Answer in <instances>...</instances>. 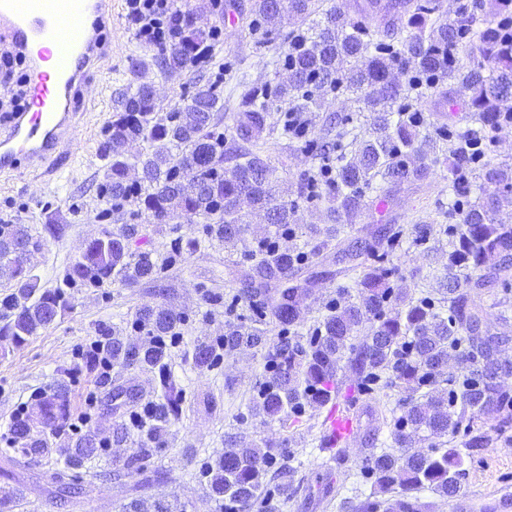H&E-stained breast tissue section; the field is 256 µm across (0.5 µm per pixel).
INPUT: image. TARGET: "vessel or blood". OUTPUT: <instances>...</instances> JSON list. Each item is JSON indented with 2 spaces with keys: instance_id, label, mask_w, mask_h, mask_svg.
<instances>
[{
  "instance_id": "vessel-or-blood-1",
  "label": "vessel or blood",
  "mask_w": 512,
  "mask_h": 512,
  "mask_svg": "<svg viewBox=\"0 0 512 512\" xmlns=\"http://www.w3.org/2000/svg\"><path fill=\"white\" fill-rule=\"evenodd\" d=\"M111 24L112 0H0V39L27 61L30 99L26 110L0 114L1 179L51 176L69 158L79 128L74 100L110 52ZM359 427L357 416L331 405L324 447H348Z\"/></svg>"
}]
</instances>
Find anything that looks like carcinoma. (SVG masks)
Returning a JSON list of instances; mask_svg holds the SVG:
<instances>
[{"label":"carcinoma","mask_w":512,"mask_h":512,"mask_svg":"<svg viewBox=\"0 0 512 512\" xmlns=\"http://www.w3.org/2000/svg\"><path fill=\"white\" fill-rule=\"evenodd\" d=\"M408 16L395 46L375 37L368 28L336 11L316 19L313 0H251L249 35L259 45L278 39L277 26H297L280 40L274 78L239 82L234 117L235 136L224 147L219 113L224 111L223 73L196 72L202 59L216 57L213 32L198 27L196 9L188 6L174 15L178 38L157 45L151 60L129 58L136 82L116 89L112 122L98 145L106 161L100 196L112 203V219H123L125 207L135 204L154 224L203 221L206 233L229 248L252 236L258 256L250 283L268 286L288 280L305 251L281 241L297 235L300 202L325 201L336 222L352 218L364 206L366 193H379L397 202L395 192L405 184L432 175L438 165L440 142L453 157L448 165V205L438 218L456 215L459 223L442 230L448 242L445 273L431 285L440 296L413 299L407 285L393 287V270L384 258L399 248L406 236L412 244H426L430 225L421 220L406 229L392 224L370 241L356 245L370 253L375 264L341 270L353 275V288L344 287L326 305L319 326L307 343L282 337L268 353V374L259 383L252 411L270 420L286 421L289 414L323 408L339 398L338 372L348 366L358 377L359 390L368 397L370 415L380 410L378 394L399 387L401 414L390 410L391 439L397 451H371L361 459L360 474L371 482V492L349 506L350 512H423L417 493L429 491L443 498L458 497L465 475L460 449L447 447L444 438L460 432L470 435L466 449L489 446V436L474 428V418H496L497 428L512 423V393L503 379L512 376L509 335L489 336L482 330L485 309L482 291L512 280V224L497 213L512 204V171L485 156L476 162L473 147L512 112V0H494L492 19L466 24L436 18L432 0H365L359 14L367 17L396 7ZM466 47L469 65L451 58ZM162 75L189 73L193 90L181 102L164 108L153 82L142 80L150 67ZM409 69L436 85L448 82L465 99L467 125L457 134L436 129L416 118L394 70ZM350 94L369 112V127L349 128L350 119L326 114L320 134L307 137L289 130L288 113L321 109L329 94ZM304 140L313 168L299 176L297 198L286 201L276 191V166L269 153L275 128ZM147 150L132 151L135 144ZM230 167H224V164ZM479 170V185L466 172ZM477 200H470L474 190ZM134 224L103 230L67 267L64 281L102 286L119 279L128 286L156 281L165 267L149 253L135 254L129 240ZM40 243L23 224H0V279L14 292L0 300V340L19 346L46 329L69 307L59 288L42 289L39 278L24 265V256ZM465 269V283L454 270ZM304 286L292 284L279 292L261 316L288 329L306 320ZM143 333L128 342L122 329L102 342L112 367L156 369L161 373V395L138 428L140 443L123 463L122 473L143 469L149 444L179 415L182 390L172 380L168 348L163 340L179 334L182 314L161 303L144 307L135 318ZM265 332L243 321H224V354L264 344ZM215 348L198 343L195 365L217 363ZM70 408L59 390L45 393L21 418L11 421L19 452L47 457L52 445L67 442L66 469L84 466L98 456L97 434L69 436ZM38 423L49 433L31 435ZM441 440L429 451L419 444ZM294 467L283 448H259L232 441L224 453L206 464L210 495L223 512H272L274 498L288 495Z\"/></svg>","instance_id":"carcinoma-1"}]
</instances>
